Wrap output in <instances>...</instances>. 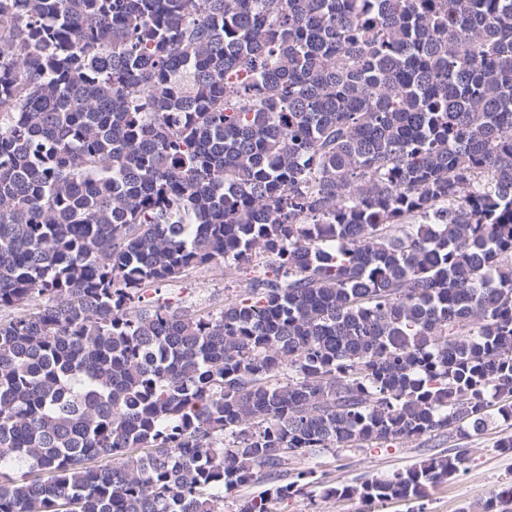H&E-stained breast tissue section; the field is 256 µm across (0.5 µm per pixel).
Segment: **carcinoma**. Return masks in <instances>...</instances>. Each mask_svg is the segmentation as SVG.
Returning a JSON list of instances; mask_svg holds the SVG:
<instances>
[{"mask_svg":"<svg viewBox=\"0 0 512 512\" xmlns=\"http://www.w3.org/2000/svg\"><path fill=\"white\" fill-rule=\"evenodd\" d=\"M1 308L0 512H424L301 460L512 422V0H0ZM235 266L226 271L223 265L209 272H192L176 283L160 287L156 294L152 288L145 296L201 312L217 311L224 306V300L234 299L241 291L238 282L241 272ZM361 506L356 500L316 499L314 505L307 498L298 497L288 502V505L279 504L277 512H359Z\"/></svg>","mask_w":512,"mask_h":512,"instance_id":"obj_1","label":"carcinoma"}]
</instances>
